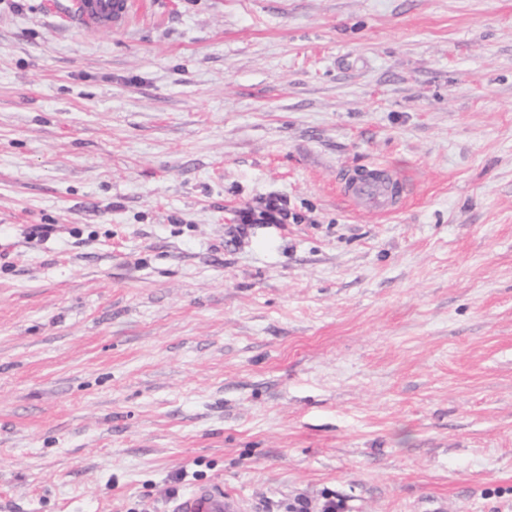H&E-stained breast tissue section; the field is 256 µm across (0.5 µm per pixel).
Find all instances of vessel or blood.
<instances>
[{
    "label": "vessel or blood",
    "mask_w": 512,
    "mask_h": 512,
    "mask_svg": "<svg viewBox=\"0 0 512 512\" xmlns=\"http://www.w3.org/2000/svg\"><path fill=\"white\" fill-rule=\"evenodd\" d=\"M138 0H70L69 13L82 29L112 31L126 28L139 11ZM340 192L352 204L380 214L402 208L407 186L390 165L348 174ZM172 512H242L241 500L213 486H199L178 498Z\"/></svg>",
    "instance_id": "b4317fda"
}]
</instances>
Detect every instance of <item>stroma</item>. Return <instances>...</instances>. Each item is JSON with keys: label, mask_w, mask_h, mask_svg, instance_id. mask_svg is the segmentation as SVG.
<instances>
[{"label": "stroma", "mask_w": 512, "mask_h": 512, "mask_svg": "<svg viewBox=\"0 0 512 512\" xmlns=\"http://www.w3.org/2000/svg\"><path fill=\"white\" fill-rule=\"evenodd\" d=\"M144 2L0 0V512H512V0ZM70 15L82 29L109 31L126 28L140 9L136 0H70ZM340 192L352 204L378 214H391L403 207L407 186L391 165L374 166L348 174ZM239 224H285L290 213L281 197L270 196L260 210L244 209L238 215ZM242 501L214 486H197L178 498L172 512H241Z\"/></svg>", "instance_id": "stroma-1"}]
</instances>
